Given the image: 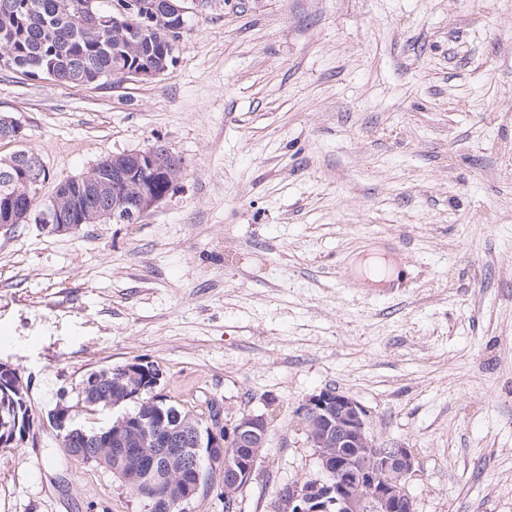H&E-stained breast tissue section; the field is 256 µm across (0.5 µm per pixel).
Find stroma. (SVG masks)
I'll return each mask as SVG.
<instances>
[{"label":"stroma","mask_w":512,"mask_h":512,"mask_svg":"<svg viewBox=\"0 0 512 512\" xmlns=\"http://www.w3.org/2000/svg\"><path fill=\"white\" fill-rule=\"evenodd\" d=\"M169 70L70 85L0 70L46 201L105 157L182 160L135 224L0 228V362L35 418L0 512H150L68 456L90 374L134 360L198 413L273 420L240 512L317 475L295 410L335 389L413 449L415 512H512V0H187ZM393 263L383 288L344 271Z\"/></svg>","instance_id":"35a3bbf8"}]
</instances>
